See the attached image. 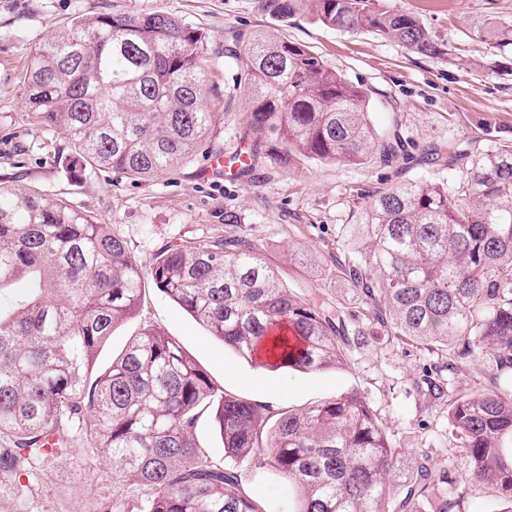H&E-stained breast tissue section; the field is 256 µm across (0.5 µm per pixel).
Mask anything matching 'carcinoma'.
<instances>
[{
	"instance_id": "carcinoma-1",
	"label": "carcinoma",
	"mask_w": 512,
	"mask_h": 512,
	"mask_svg": "<svg viewBox=\"0 0 512 512\" xmlns=\"http://www.w3.org/2000/svg\"><path fill=\"white\" fill-rule=\"evenodd\" d=\"M269 17L298 15L343 32L365 30L427 57L439 42L389 0H257ZM512 45V26L488 33ZM241 84L251 148L283 160L360 163L388 157L365 90L306 46L271 31L247 38ZM208 36L171 15L100 13L74 18L28 56L23 95L33 119L62 128L81 181L104 170L149 180L184 164L223 115L210 81ZM351 254L336 259L386 335L459 363L475 351L496 373L512 369V145H491L453 190L397 184L369 200L365 222L347 224ZM177 303L248 362L316 372L347 364L341 304L292 293L244 239L169 245L144 264L110 225L52 195L0 183V469L63 458L83 430L144 495L112 512H268L241 467L266 468L296 495L291 512H452L456 485L495 495L512 512V395L462 391L448 402V433L464 469L417 460L393 445L367 396L352 389L300 410L269 407L215 387L171 336L146 328L97 376L113 329L137 310L142 282ZM429 396L447 387L423 378ZM213 412L224 458L199 443ZM54 440H49V437Z\"/></svg>"
}]
</instances>
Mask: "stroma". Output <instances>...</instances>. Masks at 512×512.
Here are the masks:
<instances>
[{
  "instance_id": "obj_1",
  "label": "stroma",
  "mask_w": 512,
  "mask_h": 512,
  "mask_svg": "<svg viewBox=\"0 0 512 512\" xmlns=\"http://www.w3.org/2000/svg\"><path fill=\"white\" fill-rule=\"evenodd\" d=\"M417 15L451 47L452 59L428 58L372 33L340 32L300 17L280 28L327 65L367 88L370 121L381 143L400 145L397 159L364 163L288 165L258 147L252 170L241 178L209 177L214 154L230 158L246 149L249 105L236 64L217 60L212 79L224 97L220 123L190 162L160 177L133 181L101 172L81 182L68 170L71 144L61 128L28 115L22 76L35 46L78 16L163 12L178 17L222 50L231 34L276 27L257 0H0V182L39 190L111 224L128 252L149 262L165 246L185 241L245 238L274 266L297 296L343 300L348 324L363 323L330 257L343 225L360 224L375 191L406 181L455 183L468 158L493 144H512V48L503 56L479 36L487 24H512V0H391ZM459 151L453 165H428V149ZM150 327L177 338L212 384L239 398L298 409L353 388L370 400L390 439L400 448L428 452L431 462L456 461L448 434V407L420 388L444 355L403 344L382 330L367 332L365 346L348 353L344 368L302 373L258 367L210 336L179 305L146 282L135 316L115 329L95 368L110 366L129 339ZM456 388L512 390V376L493 377L473 354L451 377ZM143 493L117 476L85 433L74 436L64 460L48 459L33 471L0 470V512H112L116 499Z\"/></svg>"
}]
</instances>
